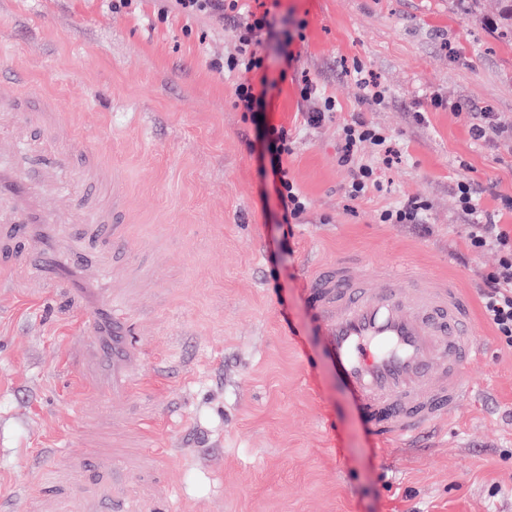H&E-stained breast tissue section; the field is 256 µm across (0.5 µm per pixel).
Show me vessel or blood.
<instances>
[{"label": "vessel or blood", "instance_id": "1", "mask_svg": "<svg viewBox=\"0 0 512 512\" xmlns=\"http://www.w3.org/2000/svg\"><path fill=\"white\" fill-rule=\"evenodd\" d=\"M12 118L25 128L51 126L59 106L30 96L11 102ZM108 170L85 167L68 189L70 206L88 209L86 186L110 182ZM0 198L13 204L11 223L0 225V258L11 283L37 289L55 305L58 318L80 319L82 337L68 338L63 366L75 374L82 449L47 448L32 484L22 486L28 512H158L168 495L158 478L156 448H130V399L142 391L141 366L164 375L168 361L134 333L125 305L133 271L112 281V250L124 241L123 225L108 211L94 212L89 236L95 256L71 246L48 223L29 180L0 165ZM311 319L373 436L384 446L413 442L442 422L471 389L467 367L483 357L471 300L453 279L399 266L367 274L355 262L337 263L327 278L310 284Z\"/></svg>", "mask_w": 512, "mask_h": 512}]
</instances>
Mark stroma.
Wrapping results in <instances>:
<instances>
[{
    "label": "stroma",
    "instance_id": "1",
    "mask_svg": "<svg viewBox=\"0 0 512 512\" xmlns=\"http://www.w3.org/2000/svg\"><path fill=\"white\" fill-rule=\"evenodd\" d=\"M269 12L263 118L234 106L236 25L134 0H0V87L16 71L57 98L62 145L95 141L123 193L119 260L155 267L154 290L130 317L145 343L172 336L171 373L144 395L169 408L143 423L162 449L168 512H512V347L482 312L476 390L407 447L380 448L308 318L307 287L356 257L407 262L455 279L479 299L496 250H472L458 183L482 216L512 230V42L496 0L474 17L466 0H244ZM166 19H159V12ZM294 56L285 62L279 45ZM333 97L320 126L303 121V79ZM504 130L478 139L483 113ZM382 129L383 163L363 147L378 185L354 198L338 130L355 117ZM286 127L284 167L308 205L285 223L274 159L261 131ZM0 160L30 178L75 244L81 216L61 209L68 167L32 168L43 130L0 114ZM414 197L423 224H384ZM78 333L50 306L0 290V499L32 482L43 448L80 451L72 380L60 346Z\"/></svg>",
    "mask_w": 512,
    "mask_h": 512
}]
</instances>
